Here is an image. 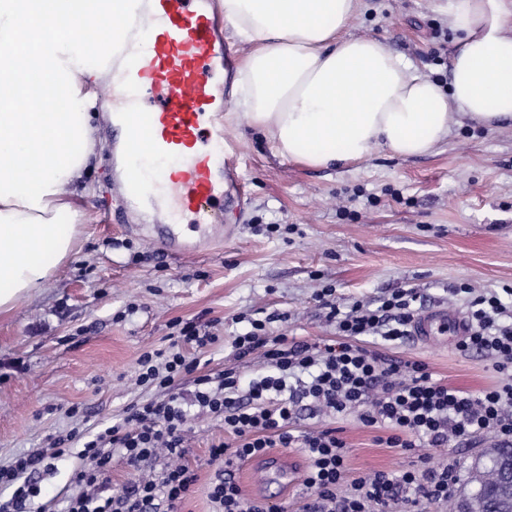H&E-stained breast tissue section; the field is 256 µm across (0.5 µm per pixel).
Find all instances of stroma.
Listing matches in <instances>:
<instances>
[{"label":"stroma","mask_w":512,"mask_h":512,"mask_svg":"<svg viewBox=\"0 0 512 512\" xmlns=\"http://www.w3.org/2000/svg\"><path fill=\"white\" fill-rule=\"evenodd\" d=\"M445 0H364L350 31L378 39L439 82L449 79L456 35ZM241 193L224 206L227 236L201 251L174 256L143 238L137 225L156 213L130 211L112 193V124L93 113L100 143L86 181L88 213L75 246L57 272L32 295L0 315V465L18 455L50 451L76 424L116 423L127 409L165 393L136 382L139 356L167 349L169 324H209L214 343L186 347L202 374L236 370L243 381L264 365L238 359L234 336L244 318L278 314L272 336L319 342L336 337L315 299L322 284L336 303L371 304L397 288H415L425 308L462 314L460 283L480 291L512 286V125L487 128L466 120L430 153L400 158L380 151L330 168L274 156L266 138L240 116L230 119ZM364 346L398 360L425 363L435 377L478 391L499 382L490 361L457 345L368 337ZM79 407L81 419L68 415ZM298 428H338L351 448L348 477L399 469L410 457L377 441L357 414L301 416ZM224 422L194 418L184 462L198 480L182 512H211L217 468L209 450L231 442ZM79 461L60 453L40 483V502L64 512L70 475ZM236 479L245 497L275 512H299L301 480L283 481L248 461Z\"/></svg>","instance_id":"stroma-1"}]
</instances>
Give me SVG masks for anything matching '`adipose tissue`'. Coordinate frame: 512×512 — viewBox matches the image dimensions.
<instances>
[{
    "label": "adipose tissue",
    "mask_w": 512,
    "mask_h": 512,
    "mask_svg": "<svg viewBox=\"0 0 512 512\" xmlns=\"http://www.w3.org/2000/svg\"><path fill=\"white\" fill-rule=\"evenodd\" d=\"M124 0H0V313L39 288L68 256L83 181L97 157L89 111L110 82L88 64ZM245 53L227 73L230 113L276 156L310 167L359 162L384 149L409 158L445 141L453 120L512 121V0H448L457 51L448 85L380 41L352 35L360 0H220ZM48 105L14 111L33 77ZM68 224H61V217Z\"/></svg>",
    "instance_id": "1"
}]
</instances>
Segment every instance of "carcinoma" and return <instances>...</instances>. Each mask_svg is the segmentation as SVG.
<instances>
[{"instance_id": "carcinoma-1", "label": "carcinoma", "mask_w": 512, "mask_h": 512, "mask_svg": "<svg viewBox=\"0 0 512 512\" xmlns=\"http://www.w3.org/2000/svg\"><path fill=\"white\" fill-rule=\"evenodd\" d=\"M506 453L507 449L498 446L488 448L475 461L454 501V512H483L486 508L493 512L497 507L509 508L508 501L498 497L504 480L502 457Z\"/></svg>"}]
</instances>
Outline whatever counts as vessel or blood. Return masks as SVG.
Here are the masks:
<instances>
[{"mask_svg":"<svg viewBox=\"0 0 512 512\" xmlns=\"http://www.w3.org/2000/svg\"><path fill=\"white\" fill-rule=\"evenodd\" d=\"M122 34L112 41V128L125 136L134 161L114 183L131 210L162 208L145 225L147 237L174 252L187 249L178 223L191 218L206 234L224 228V197L236 162L223 118L227 99L221 70L231 62L215 0H137L115 18ZM417 339L465 335L447 310L416 322Z\"/></svg>","mask_w":512,"mask_h":512,"instance_id":"obj_1","label":"vessel or blood"}]
</instances>
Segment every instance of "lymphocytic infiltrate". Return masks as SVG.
<instances>
[{
    "instance_id": "obj_1",
    "label": "lymphocytic infiltrate",
    "mask_w": 512,
    "mask_h": 512,
    "mask_svg": "<svg viewBox=\"0 0 512 512\" xmlns=\"http://www.w3.org/2000/svg\"><path fill=\"white\" fill-rule=\"evenodd\" d=\"M459 291L466 296V334L459 349L489 358L496 373L512 376V304L468 284ZM333 292L325 286L317 299L336 328V341L271 337L260 319L235 336L238 357L260 354L266 367L245 387L231 369L197 375V361L182 347L202 348L213 338L199 322L173 321L179 347L150 350L138 360L139 383L165 389L166 399L143 401L122 422L98 431L75 428L66 435L82 465L71 476L75 492L65 512H180L197 481L182 462L187 425L197 412L222 418L225 432L236 440L210 450L219 464L209 491L212 512H271L247 500L235 479L241 462L271 448H298L306 457L301 512H424L425 505L447 503L457 480L453 466L431 465L424 449L483 434L512 447V379L470 392L435 379L424 363L388 358L360 345L363 336L395 342L411 335L420 312L415 289L396 288L375 308L357 304L346 311L337 306ZM191 372L197 378L187 394L182 380ZM305 410L357 413L364 426L385 432L387 447L418 458L399 470L348 480L346 441L334 428L297 429L295 422ZM116 455L134 471L149 459L164 456L168 462L161 475L138 478L116 496L108 477ZM51 469V458L43 453L0 466V489L11 492L0 501V512H32L40 495L38 479Z\"/></svg>"
}]
</instances>
